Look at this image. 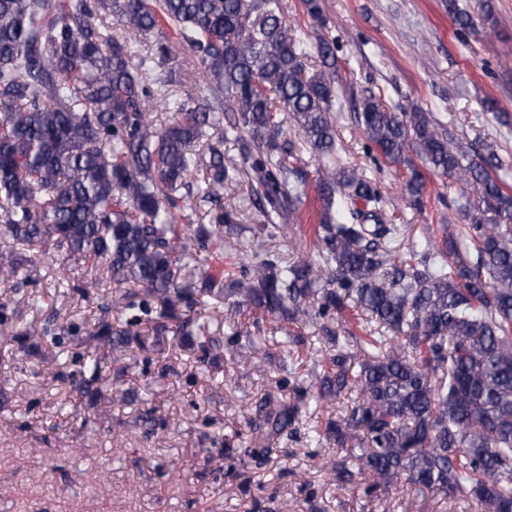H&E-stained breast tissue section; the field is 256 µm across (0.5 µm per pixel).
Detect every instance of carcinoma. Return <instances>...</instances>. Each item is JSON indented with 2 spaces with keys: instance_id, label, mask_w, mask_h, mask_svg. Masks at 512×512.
Segmentation results:
<instances>
[{
  "instance_id": "carcinoma-1",
  "label": "carcinoma",
  "mask_w": 512,
  "mask_h": 512,
  "mask_svg": "<svg viewBox=\"0 0 512 512\" xmlns=\"http://www.w3.org/2000/svg\"><path fill=\"white\" fill-rule=\"evenodd\" d=\"M112 18L148 48L112 34ZM175 28L180 41H170ZM188 48L208 90L232 105L218 112L208 96L181 98L173 73L155 74L175 46ZM323 67L312 72L308 58ZM334 44L288 36L282 0H0V239L22 246L53 242L103 266L109 282L136 289L119 325L95 326L102 356L66 347L81 329L48 320L17 331L0 305V335L31 337L72 358L71 386L92 407L111 363L124 372L145 347L137 326L157 313L162 336L194 333L178 309L221 307L229 299L292 326L321 321L328 365L312 372L320 402L351 397L343 414L314 435L337 448L331 473L341 485L363 480L378 499L397 484L466 498L480 512H512V191L463 152L423 112H396L373 93L356 120L389 167L410 171L406 190L421 204L426 168L479 185L467 203L470 224L439 241L385 221L374 180L336 164L329 75ZM300 131L298 152L328 159L316 241L294 261L278 256L242 265L229 282L215 265L224 255V211L214 227L181 224L180 194L204 172L206 198L219 203L232 180L224 143L239 145L238 171L251 178L273 224H295L307 180L292 149L281 146L275 113ZM26 255L0 250V286L16 291ZM368 329L340 336L326 323L345 310ZM299 406L267 397L249 420L242 456L265 458L298 420Z\"/></svg>"
}]
</instances>
